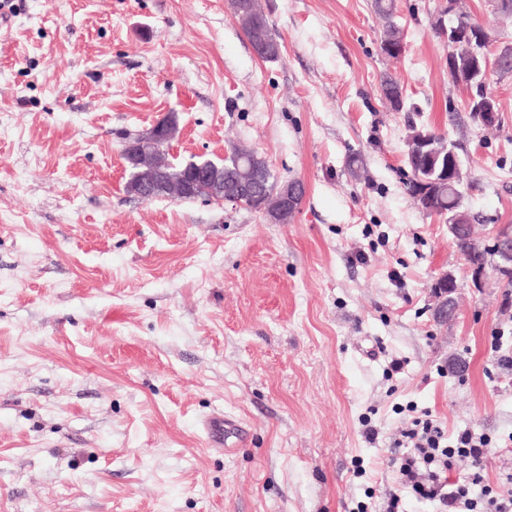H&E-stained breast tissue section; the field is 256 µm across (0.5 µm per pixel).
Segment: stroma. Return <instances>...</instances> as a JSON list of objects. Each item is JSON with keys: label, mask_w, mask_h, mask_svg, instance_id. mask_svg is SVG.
Wrapping results in <instances>:
<instances>
[{"label": "stroma", "mask_w": 512, "mask_h": 512, "mask_svg": "<svg viewBox=\"0 0 512 512\" xmlns=\"http://www.w3.org/2000/svg\"><path fill=\"white\" fill-rule=\"evenodd\" d=\"M396 4L393 59L371 0H262L267 62L226 0H6L0 512H378L423 413L489 435L501 483L512 371L490 342L512 313L495 270L473 283L447 218L407 194L403 152L409 124L447 130L468 207L487 234L512 225V78L488 74L501 123L474 126L429 26L444 0ZM387 72L402 111L380 97ZM171 113L175 162L255 151L305 184L295 216L127 193L125 137ZM218 413L243 443L210 446Z\"/></svg>", "instance_id": "stroma-1"}]
</instances>
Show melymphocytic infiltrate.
I'll list each match as a JSON object with an SVG mask.
<instances>
[{
	"instance_id": "1",
	"label": "lymphocytic infiltrate",
	"mask_w": 512,
	"mask_h": 512,
	"mask_svg": "<svg viewBox=\"0 0 512 512\" xmlns=\"http://www.w3.org/2000/svg\"><path fill=\"white\" fill-rule=\"evenodd\" d=\"M406 450L396 458L397 492L382 505V512H401V490L433 503L437 512H512V465L505 479L511 488L500 491L486 484L484 467L491 451V440L470 429L447 438L430 419L414 420L404 431ZM468 461L469 471L457 481L448 474L459 461Z\"/></svg>"
}]
</instances>
